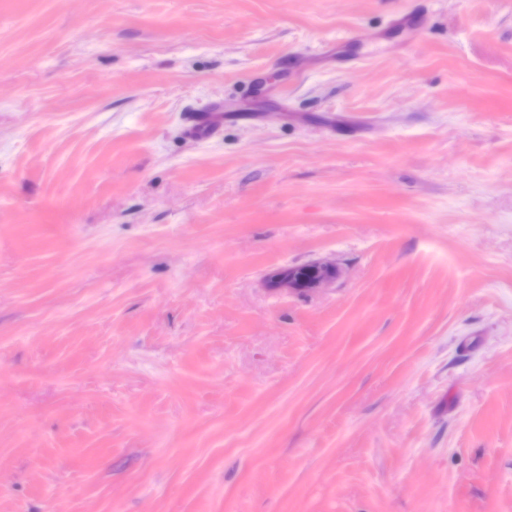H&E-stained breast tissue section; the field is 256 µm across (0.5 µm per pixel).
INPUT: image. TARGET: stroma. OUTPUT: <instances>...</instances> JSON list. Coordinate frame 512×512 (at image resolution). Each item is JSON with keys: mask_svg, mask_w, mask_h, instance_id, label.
I'll return each mask as SVG.
<instances>
[{"mask_svg": "<svg viewBox=\"0 0 512 512\" xmlns=\"http://www.w3.org/2000/svg\"><path fill=\"white\" fill-rule=\"evenodd\" d=\"M0 512H512V0H0ZM315 266L317 276L309 281L298 279L293 269L284 268L274 273L269 279V287L277 289H291L293 291H308L320 288L329 282L336 274V265L329 261H316L309 263Z\"/></svg>", "mask_w": 512, "mask_h": 512, "instance_id": "1", "label": "stroma"}]
</instances>
